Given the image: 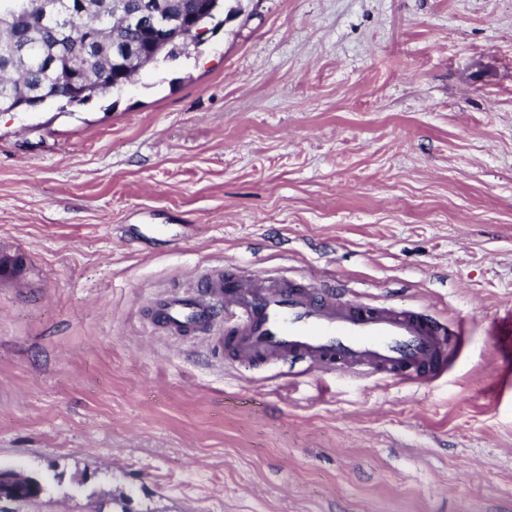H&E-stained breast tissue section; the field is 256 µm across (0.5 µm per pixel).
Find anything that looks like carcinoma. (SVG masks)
Listing matches in <instances>:
<instances>
[{
  "label": "carcinoma",
  "mask_w": 512,
  "mask_h": 512,
  "mask_svg": "<svg viewBox=\"0 0 512 512\" xmlns=\"http://www.w3.org/2000/svg\"><path fill=\"white\" fill-rule=\"evenodd\" d=\"M51 4L37 18L38 31L26 40V51L14 56L8 42L26 25L13 31L0 28V112H7L20 102L32 110L48 100L67 106H80L109 93H118L123 85L118 71L124 68L129 47L140 53L148 51L154 32L148 26L116 30L112 15L118 0H104L103 9L92 7L75 17L65 13V3ZM225 0H168V21L183 28V36L168 48L165 57L174 58L191 46H198L194 26L223 24ZM94 28L100 39L86 45L84 31Z\"/></svg>",
  "instance_id": "obj_1"
}]
</instances>
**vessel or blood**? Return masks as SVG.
I'll return each instance as SVG.
<instances>
[{"instance_id": "vessel-or-blood-1", "label": "vessel or blood", "mask_w": 512, "mask_h": 512, "mask_svg": "<svg viewBox=\"0 0 512 512\" xmlns=\"http://www.w3.org/2000/svg\"><path fill=\"white\" fill-rule=\"evenodd\" d=\"M169 334L216 336L240 364L290 359L318 371L418 384L443 372L461 330L422 310L339 297L268 273L201 272L193 291L171 289L152 303Z\"/></svg>"}]
</instances>
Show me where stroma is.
Returning a JSON list of instances; mask_svg holds the SVG:
<instances>
[{
  "instance_id": "stroma-1",
  "label": "stroma",
  "mask_w": 512,
  "mask_h": 512,
  "mask_svg": "<svg viewBox=\"0 0 512 512\" xmlns=\"http://www.w3.org/2000/svg\"><path fill=\"white\" fill-rule=\"evenodd\" d=\"M118 95L0 112V512H512V0H241ZM463 325L435 381L231 363L205 268Z\"/></svg>"
}]
</instances>
